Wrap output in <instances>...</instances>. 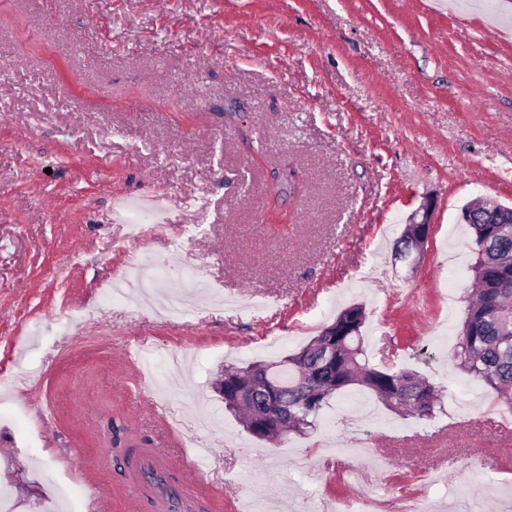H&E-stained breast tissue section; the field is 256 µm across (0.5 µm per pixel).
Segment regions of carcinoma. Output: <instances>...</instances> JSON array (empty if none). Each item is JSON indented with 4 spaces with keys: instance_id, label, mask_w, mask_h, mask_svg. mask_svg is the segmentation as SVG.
I'll return each instance as SVG.
<instances>
[{
    "instance_id": "obj_1",
    "label": "carcinoma",
    "mask_w": 512,
    "mask_h": 512,
    "mask_svg": "<svg viewBox=\"0 0 512 512\" xmlns=\"http://www.w3.org/2000/svg\"><path fill=\"white\" fill-rule=\"evenodd\" d=\"M472 230L476 261L454 352L457 368L487 388L512 411V224H485L477 215ZM361 305L342 310L329 336L324 327L298 352L283 358L288 368L251 362L224 367V407L243 414V426L265 440L268 430L251 421L258 400L240 397L246 388L262 393L272 383L288 389V430L300 434L316 427V418L333 395L353 387L366 389L388 409L430 419L441 407L438 390L421 374L370 364L361 328Z\"/></svg>"
}]
</instances>
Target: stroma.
<instances>
[{
	"mask_svg": "<svg viewBox=\"0 0 512 512\" xmlns=\"http://www.w3.org/2000/svg\"><path fill=\"white\" fill-rule=\"evenodd\" d=\"M0 495L14 512H84L86 479L130 512L138 449L194 439L229 493L288 512H512V411L452 358L476 255L463 204L512 205V0H0ZM301 196L272 197L284 168ZM162 230L127 239L132 199ZM433 199L417 270L393 244ZM161 277L167 319L107 285ZM364 304L372 363L421 371L433 419L363 391L274 446L212 388L222 365L297 352ZM169 381V433L120 353ZM374 413L384 468L323 451ZM74 467L61 469L59 455ZM375 491L363 506L359 482Z\"/></svg>",
	"mask_w": 512,
	"mask_h": 512,
	"instance_id": "obj_1",
	"label": "stroma"
}]
</instances>
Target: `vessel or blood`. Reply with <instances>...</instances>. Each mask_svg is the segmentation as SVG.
I'll list each match as a JSON object with an SVG mask.
<instances>
[{
  "label": "vessel or blood",
  "mask_w": 512,
  "mask_h": 512,
  "mask_svg": "<svg viewBox=\"0 0 512 512\" xmlns=\"http://www.w3.org/2000/svg\"><path fill=\"white\" fill-rule=\"evenodd\" d=\"M129 482L138 506L147 512H203L219 484L201 468L195 449L145 448Z\"/></svg>",
  "instance_id": "obj_1"
}]
</instances>
